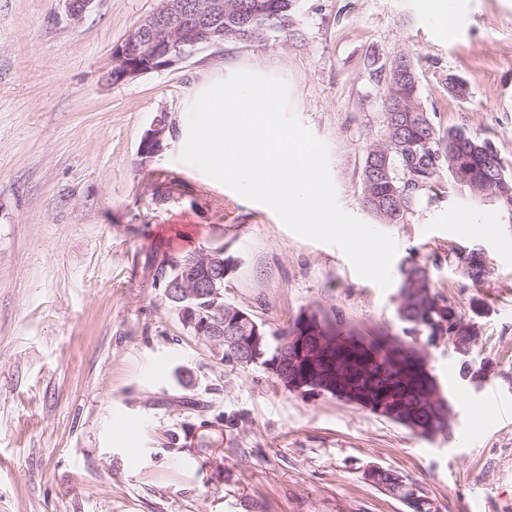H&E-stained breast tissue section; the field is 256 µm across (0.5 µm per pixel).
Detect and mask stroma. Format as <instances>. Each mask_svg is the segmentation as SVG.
<instances>
[{
  "instance_id": "obj_1",
  "label": "stroma",
  "mask_w": 512,
  "mask_h": 512,
  "mask_svg": "<svg viewBox=\"0 0 512 512\" xmlns=\"http://www.w3.org/2000/svg\"><path fill=\"white\" fill-rule=\"evenodd\" d=\"M424 0H299L300 38L225 43L107 83L113 52L160 0H0V512H410L365 480L406 475L431 512H512V218L440 171L406 224L388 289L336 247L179 161L193 94L240 70L289 86L330 152L338 203L362 204L364 147L381 137L382 69L403 56L440 129L489 141L512 174V0H456L439 30ZM466 81L460 101L449 76ZM171 135L150 163L154 118ZM490 229L475 236L469 216ZM223 248L224 300L279 331L305 310L365 336L401 335L400 270L431 286L479 340L480 384L448 342L427 347L448 430L425 438L329 395L288 392L259 366L217 359L171 308L159 263ZM483 249L472 283L463 252ZM497 391L504 417L485 411ZM168 129L165 118L160 117L146 131L139 149L142 163L151 162L165 149Z\"/></svg>"
}]
</instances>
